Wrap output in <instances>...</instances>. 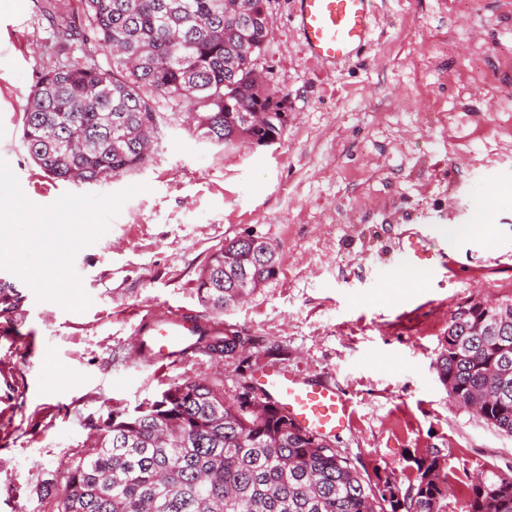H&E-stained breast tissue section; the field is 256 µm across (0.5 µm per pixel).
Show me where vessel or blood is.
Instances as JSON below:
<instances>
[{
  "label": "vessel or blood",
  "instance_id": "vessel-or-blood-1",
  "mask_svg": "<svg viewBox=\"0 0 512 512\" xmlns=\"http://www.w3.org/2000/svg\"><path fill=\"white\" fill-rule=\"evenodd\" d=\"M379 0H297V31L312 57L333 65L368 46ZM399 251L410 275H448L454 259L447 246L434 244L428 230L402 233ZM194 311L168 307L139 315L133 325L136 358L171 364L193 354L194 342L222 329ZM256 394L276 405L302 431L330 439L349 429L351 402L333 383L276 366L263 370Z\"/></svg>",
  "mask_w": 512,
  "mask_h": 512
}]
</instances>
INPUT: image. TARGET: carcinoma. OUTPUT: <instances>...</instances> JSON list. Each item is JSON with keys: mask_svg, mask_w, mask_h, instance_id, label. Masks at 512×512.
I'll return each instance as SVG.
<instances>
[{"mask_svg": "<svg viewBox=\"0 0 512 512\" xmlns=\"http://www.w3.org/2000/svg\"><path fill=\"white\" fill-rule=\"evenodd\" d=\"M265 0H80L71 10L43 0L59 67L43 71L25 107L22 139L49 177L97 184L140 167L152 150L159 99L192 105V135L228 146L281 135L248 123L249 112H280L281 102L255 69L268 39ZM103 52L109 65L96 55ZM247 250L224 240L201 269L198 300L225 312L232 285L253 292L275 275L239 261ZM21 296L0 280V315ZM474 303L448 322L436 371L450 398H482L483 422L512 437V321ZM235 331L203 336L198 353L236 359ZM448 472L432 454L417 463L406 491L373 482L325 439L299 428L246 382L232 400L218 381H186L112 415L93 452L69 468L58 512H439ZM464 512H512V475L472 484Z\"/></svg>", "mask_w": 512, "mask_h": 512, "instance_id": "1", "label": "carcinoma"}]
</instances>
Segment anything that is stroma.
<instances>
[{
    "instance_id": "1",
    "label": "stroma",
    "mask_w": 512,
    "mask_h": 512,
    "mask_svg": "<svg viewBox=\"0 0 512 512\" xmlns=\"http://www.w3.org/2000/svg\"><path fill=\"white\" fill-rule=\"evenodd\" d=\"M40 0H0V159L25 196L139 191L73 259L89 307L22 300L0 317L11 412L0 415V512H57L68 468L103 421L171 386L242 380L238 362L196 354L160 370L132 353L135 313L200 311L197 280L225 239L271 242L275 276L224 323L259 366L336 381L351 428L331 444L364 476L407 488L439 453L464 512L477 475L512 474V437L458 409L436 359L456 312L512 300V0H381L373 45L343 68L311 59L295 0H266L269 39L257 59L283 97L275 143L216 146L185 128L186 106L158 104L150 160L100 184L48 177L22 136L23 110L51 63ZM493 210L489 229L478 223ZM428 224L459 277L395 286V235Z\"/></svg>"
}]
</instances>
